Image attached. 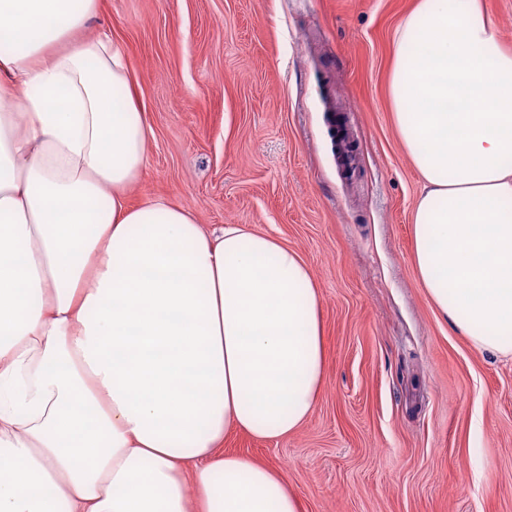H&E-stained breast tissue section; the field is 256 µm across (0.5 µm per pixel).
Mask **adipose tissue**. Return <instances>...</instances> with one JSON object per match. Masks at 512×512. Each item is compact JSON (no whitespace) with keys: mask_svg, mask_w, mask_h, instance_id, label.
Segmentation results:
<instances>
[{"mask_svg":"<svg viewBox=\"0 0 512 512\" xmlns=\"http://www.w3.org/2000/svg\"><path fill=\"white\" fill-rule=\"evenodd\" d=\"M99 0H0V512H301L234 429L284 437L324 382L293 249L126 200L152 134ZM395 125L423 192L415 263L476 348L512 356V49L485 0H417Z\"/></svg>","mask_w":512,"mask_h":512,"instance_id":"1","label":"adipose tissue"}]
</instances>
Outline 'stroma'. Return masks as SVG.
<instances>
[{
	"label": "stroma",
	"instance_id": "obj_1",
	"mask_svg": "<svg viewBox=\"0 0 512 512\" xmlns=\"http://www.w3.org/2000/svg\"><path fill=\"white\" fill-rule=\"evenodd\" d=\"M417 0H101L152 135L128 192L276 237L318 286L325 379L276 469L302 512H512V357L440 318L416 270L418 171L397 136L394 33ZM357 173H341L329 114Z\"/></svg>",
	"mask_w": 512,
	"mask_h": 512
}]
</instances>
